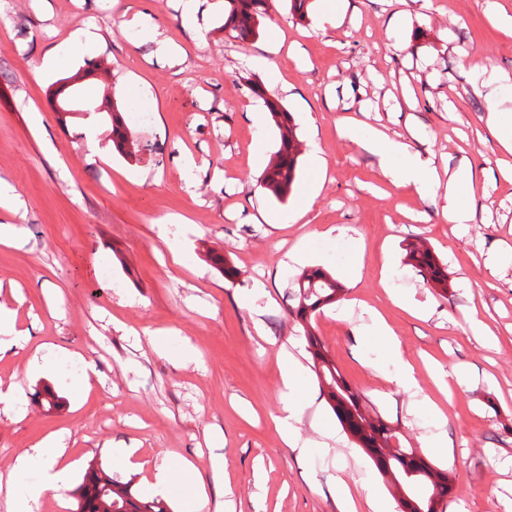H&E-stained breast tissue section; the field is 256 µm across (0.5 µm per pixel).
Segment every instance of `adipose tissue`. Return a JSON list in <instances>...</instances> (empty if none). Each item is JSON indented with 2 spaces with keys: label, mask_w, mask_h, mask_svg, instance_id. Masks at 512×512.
<instances>
[{
  "label": "adipose tissue",
  "mask_w": 512,
  "mask_h": 512,
  "mask_svg": "<svg viewBox=\"0 0 512 512\" xmlns=\"http://www.w3.org/2000/svg\"><path fill=\"white\" fill-rule=\"evenodd\" d=\"M346 134L351 141L377 156L384 178L394 187H410L421 193L443 181L434 159L412 151L406 141L384 135L368 138L355 127L348 128ZM444 181H447L448 186L440 204V216L451 224L471 222L468 198L473 180L470 170L460 168ZM363 334L382 343L386 359L396 367V385L406 390L413 388L414 369L403 359L396 335L386 321L378 315H371ZM279 367L281 407L275 425L282 442L296 449L300 446L296 424L301 418V404L307 398L308 390L300 376L301 364L294 355L285 350L280 351ZM66 451L65 433L60 430L41 439L16 457L13 465L15 471H25L35 463L41 464L42 469L37 481L7 484L5 493L14 512H34L46 491L58 492L65 489L71 479ZM178 479L186 480L194 486V512H206L210 498L203 480L195 476L190 464L184 462L176 466L165 459L155 463L152 472L155 492H162Z\"/></svg>",
  "instance_id": "obj_1"
}]
</instances>
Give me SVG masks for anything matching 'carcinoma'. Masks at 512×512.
<instances>
[{"label": "carcinoma", "mask_w": 512, "mask_h": 512, "mask_svg": "<svg viewBox=\"0 0 512 512\" xmlns=\"http://www.w3.org/2000/svg\"><path fill=\"white\" fill-rule=\"evenodd\" d=\"M269 0H224V28L234 33V38L246 41L260 32L262 19L268 14ZM80 90L78 77L59 81L53 92L62 100ZM251 91L260 97L278 130V146L260 176L259 186L271 197L284 201L291 194L299 177L298 159L301 141L298 123L283 103L264 94L261 86L252 84ZM101 111L108 112L112 120V147L124 157L136 152L128 149L132 131L127 126L124 109L117 100L103 97L98 103ZM407 264L413 266L433 290L444 293L448 288V272L439 261L434 249L422 241L411 242L405 247ZM292 308L296 321L306 339L307 362L313 373L323 371L325 379H317L327 405L336 415L343 431L371 460L381 478L393 474L404 487L407 497L398 499L400 512L427 510V504L413 495L412 487L419 481L430 484L429 495L444 501L452 490V477L448 470L431 463L426 457L414 456V449L406 447L401 434L392 430L381 419L367 398L358 392L336 368L329 351L315 334L312 318L323 308L336 304L344 291L343 283L320 269L305 270L298 279ZM397 444H392L391 439ZM77 508L81 512H101L103 502H116L125 512H170V507L160 499L139 498L133 491V482L120 481L99 465L89 464L82 481L72 490Z\"/></svg>", "instance_id": "cac0c4a2"}]
</instances>
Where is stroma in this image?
<instances>
[{"mask_svg":"<svg viewBox=\"0 0 512 512\" xmlns=\"http://www.w3.org/2000/svg\"><path fill=\"white\" fill-rule=\"evenodd\" d=\"M488 1L346 0L348 19L335 26L321 20L325 0H306L301 19L274 0L260 36L241 42L224 28V0H0V180L22 202L15 214L0 207V223L17 227L15 244H0V303L30 337L0 359V382L25 390L16 414L0 412V480L37 481L39 468L14 472L15 457L65 429L75 485L90 462L113 469V449L132 444L142 461H187L205 478L212 458H225L235 512H338L340 481L367 512L364 486L380 476L324 399L298 426L308 454L287 448L274 422L280 345L306 355L291 313L303 268L286 262L304 240L312 266L336 278L359 262L356 285L317 316L315 333L405 445L452 473L445 512H512V155L486 122L492 102L512 117V36L488 23ZM397 12L405 19L392 41ZM89 23L104 41L102 84L140 143L132 159L113 151L106 115L61 122L48 98L52 83L86 66L63 51ZM56 53L58 66L44 71ZM477 66L508 83L475 93ZM254 82L295 113L306 150L320 148L325 162L315 172L301 159L284 203L259 186L277 133L250 118L263 108ZM142 112L151 124L138 123ZM345 126L402 137L442 169L469 167L473 220L446 223L440 194L390 186ZM258 138L265 154L250 150ZM304 198L311 207L295 218ZM418 238L447 267V296L406 264L404 247ZM214 251L238 269L235 280L213 266ZM259 286L258 333L244 300ZM399 294L428 314L398 305ZM372 310L395 332L416 393L391 384L381 346L359 338ZM185 343L198 362L178 361ZM37 349L49 374L28 371ZM87 360L101 382L73 394ZM46 387L61 399L51 413L36 401ZM418 396L443 418L414 407ZM315 416L337 437H323Z\"/></svg>","mask_w":512,"mask_h":512,"instance_id":"obj_1","label":"stroma"}]
</instances>
